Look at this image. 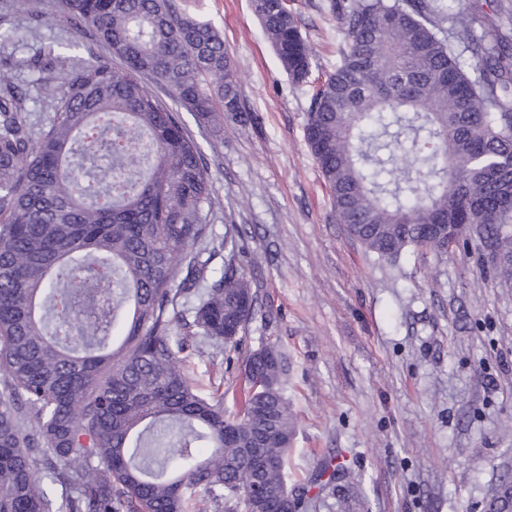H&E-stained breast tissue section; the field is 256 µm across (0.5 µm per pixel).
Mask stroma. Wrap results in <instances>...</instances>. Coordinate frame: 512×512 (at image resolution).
<instances>
[{"label":"stroma","instance_id":"obj_1","mask_svg":"<svg viewBox=\"0 0 512 512\" xmlns=\"http://www.w3.org/2000/svg\"><path fill=\"white\" fill-rule=\"evenodd\" d=\"M335 0H292L312 48L297 84L254 15L251 0H178L210 23L237 75L250 117L210 121L159 84L201 148L214 183L212 230L241 231L239 261L258 295L237 349L189 346V374L206 396L241 407L248 355L286 356L285 390L296 417L290 481L311 484L305 512H487L512 481V284L500 283L477 236L448 252L411 249L387 261L336 221L330 190L306 143L312 94L343 44ZM48 15L32 28L33 13ZM67 68L117 65L91 29L60 16L58 0H0V69L25 92L24 114L52 113L37 52Z\"/></svg>","mask_w":512,"mask_h":512}]
</instances>
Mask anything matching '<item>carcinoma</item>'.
<instances>
[{
    "label": "carcinoma",
    "mask_w": 512,
    "mask_h": 512,
    "mask_svg": "<svg viewBox=\"0 0 512 512\" xmlns=\"http://www.w3.org/2000/svg\"><path fill=\"white\" fill-rule=\"evenodd\" d=\"M120 66L90 63L46 88L50 121L30 125L0 69V512H266L308 498L288 485L295 418L285 361L252 352L239 411L202 396L186 341L237 349L256 293L226 229L223 274L200 147L143 79L201 117L238 115L224 39L177 0H59ZM288 75L312 51L290 0H253ZM340 64L320 84L306 139L336 219L396 259L442 242L439 216L475 224L512 282V11L487 29L438 0H336ZM468 55L475 77L464 70ZM130 314L121 316L124 304Z\"/></svg>",
    "instance_id": "carcinoma-1"
}]
</instances>
